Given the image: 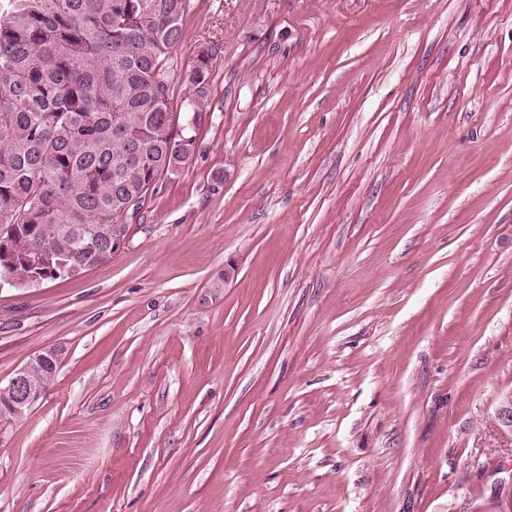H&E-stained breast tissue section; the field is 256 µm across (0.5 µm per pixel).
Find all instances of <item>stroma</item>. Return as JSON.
<instances>
[{
    "label": "stroma",
    "instance_id": "35a3bbf8",
    "mask_svg": "<svg viewBox=\"0 0 512 512\" xmlns=\"http://www.w3.org/2000/svg\"><path fill=\"white\" fill-rule=\"evenodd\" d=\"M203 53L126 248L0 289V512H512V0H189L173 111ZM212 61L205 55L199 58V63L195 67L194 72L189 75L191 84V104L188 112H194L189 120V124L194 125L197 119L196 113L204 115L209 110V97H210V81ZM193 73V75H192ZM196 112V113H195ZM59 355L60 351L57 348L43 349L32 354L5 385L6 394L1 407H6L16 416L28 411L44 393L40 386L48 388L51 384L56 371L48 366H56L59 363ZM39 366H46L35 369L33 380L40 386L31 379L32 369ZM492 424L501 435L512 439V391L501 396Z\"/></svg>",
    "mask_w": 512,
    "mask_h": 512
}]
</instances>
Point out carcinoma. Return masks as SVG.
<instances>
[{
  "label": "carcinoma",
  "mask_w": 512,
  "mask_h": 512,
  "mask_svg": "<svg viewBox=\"0 0 512 512\" xmlns=\"http://www.w3.org/2000/svg\"><path fill=\"white\" fill-rule=\"evenodd\" d=\"M188 0H0V231L21 252L0 274L43 280L102 265L120 209H136L184 155L170 106ZM199 58L190 111H209Z\"/></svg>",
  "instance_id": "obj_1"
}]
</instances>
